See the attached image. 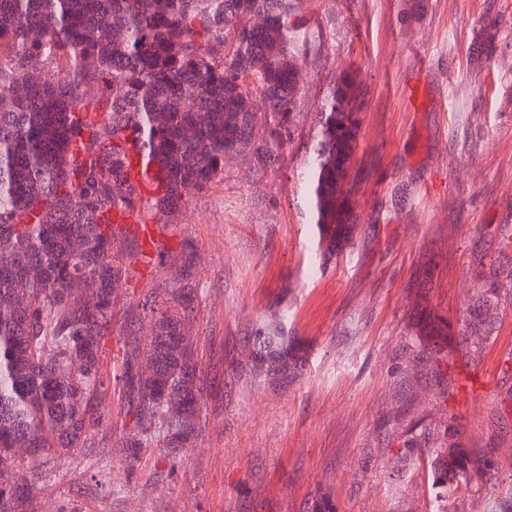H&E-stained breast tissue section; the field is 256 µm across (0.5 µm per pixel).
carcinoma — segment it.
Returning a JSON list of instances; mask_svg holds the SVG:
<instances>
[{
	"label": "carcinoma",
	"mask_w": 512,
	"mask_h": 512,
	"mask_svg": "<svg viewBox=\"0 0 512 512\" xmlns=\"http://www.w3.org/2000/svg\"><path fill=\"white\" fill-rule=\"evenodd\" d=\"M300 0H0V512H26L34 474L14 464L92 446L112 424L117 394L134 433L118 447L138 459L157 440L174 452L203 428L207 389L184 334L195 302L196 250L156 246L176 263L169 305L151 333L124 325L113 372L104 367L114 299L149 265L146 242L117 218L172 212L249 157L256 173L280 165L297 135L301 68L294 50ZM264 111V127L256 114ZM359 88L336 76L320 111L303 179L323 224L344 204L359 132ZM137 149L160 166L142 195L128 178ZM484 298L473 318L489 326ZM273 314L252 336L256 375L283 386L303 356ZM493 465L464 448L434 467L436 502Z\"/></svg>",
	"instance_id": "1"
}]
</instances>
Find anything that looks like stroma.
I'll return each instance as SVG.
<instances>
[{
	"label": "stroma",
	"instance_id": "1",
	"mask_svg": "<svg viewBox=\"0 0 512 512\" xmlns=\"http://www.w3.org/2000/svg\"><path fill=\"white\" fill-rule=\"evenodd\" d=\"M298 135L259 175L237 158L162 216L197 249L188 333L210 386L202 434L126 461L115 397L97 445L40 464L32 512H492L512 492V0H302ZM356 73V189L334 247L303 180L317 110ZM500 287L473 346L470 313ZM160 264L119 295L166 301ZM303 368L282 388L245 347L276 306ZM495 466L437 506L435 451L449 441Z\"/></svg>",
	"mask_w": 512,
	"mask_h": 512
}]
</instances>
